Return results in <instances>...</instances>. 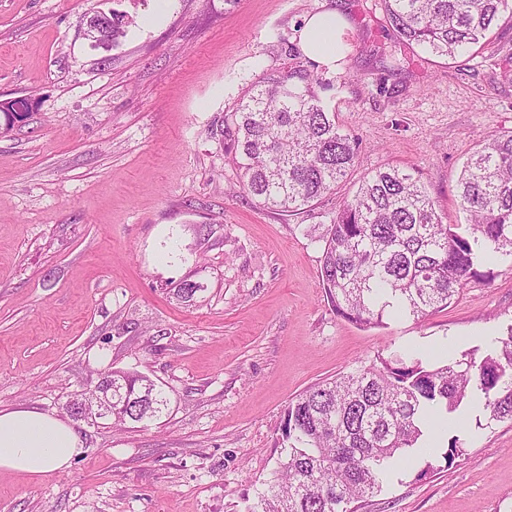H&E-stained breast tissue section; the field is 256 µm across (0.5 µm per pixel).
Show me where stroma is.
Returning <instances> with one entry per match:
<instances>
[{
    "label": "stroma",
    "mask_w": 512,
    "mask_h": 512,
    "mask_svg": "<svg viewBox=\"0 0 512 512\" xmlns=\"http://www.w3.org/2000/svg\"><path fill=\"white\" fill-rule=\"evenodd\" d=\"M349 23L319 95L360 148L311 210L260 207L210 131L263 73L291 66L305 19ZM126 14L111 50L95 12ZM0 409L67 417L100 374L135 371L161 418L74 421L69 468L0 471V512H247L273 478L284 409L315 383L417 347L441 359L512 328V260L447 308L362 328L333 312L322 240L359 182L396 167L462 224L457 178L476 142L512 130V22L454 60L402 43L382 0H0ZM198 284L176 300L183 280ZM466 454L434 449L394 469L360 512H512V423L478 428Z\"/></svg>",
    "instance_id": "obj_1"
}]
</instances>
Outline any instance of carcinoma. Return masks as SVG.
Wrapping results in <instances>:
<instances>
[{"instance_id":"carcinoma-1","label":"carcinoma","mask_w":512,"mask_h":512,"mask_svg":"<svg viewBox=\"0 0 512 512\" xmlns=\"http://www.w3.org/2000/svg\"><path fill=\"white\" fill-rule=\"evenodd\" d=\"M386 24L408 45L446 59L483 47L512 0H382ZM110 48L123 16H108ZM319 78L301 65L264 74L211 129L234 154L242 188L268 209L294 213L334 191L359 142L326 111ZM466 224H445L424 184L396 168L364 178L320 235L321 278L337 315L381 327L394 314L419 319L450 304L471 281H489L512 258V131L477 142L457 184ZM112 419L143 423L167 402L148 377L112 372ZM478 401L487 423H512V329L483 351L432 364L415 351L318 383L284 411L274 479L248 512H358L393 465L439 431L448 414ZM465 455L447 439L444 459Z\"/></svg>"}]
</instances>
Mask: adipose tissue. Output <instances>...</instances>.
Returning <instances> with one entry per match:
<instances>
[{
    "label": "adipose tissue",
    "mask_w": 512,
    "mask_h": 512,
    "mask_svg": "<svg viewBox=\"0 0 512 512\" xmlns=\"http://www.w3.org/2000/svg\"><path fill=\"white\" fill-rule=\"evenodd\" d=\"M347 22L330 7L310 15L299 40L310 59L335 70ZM82 441L60 417L35 409L0 410V470L38 475L67 469Z\"/></svg>",
    "instance_id": "1"
}]
</instances>
